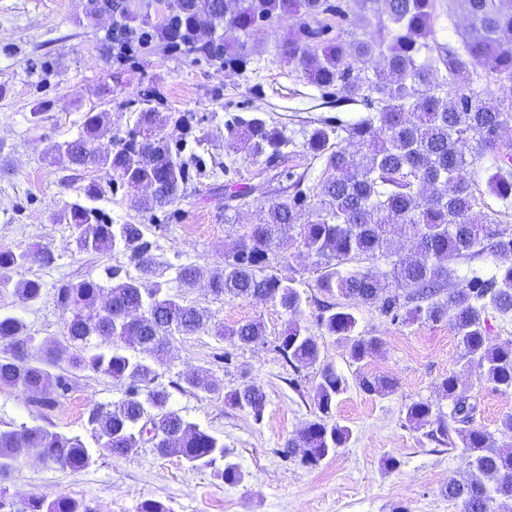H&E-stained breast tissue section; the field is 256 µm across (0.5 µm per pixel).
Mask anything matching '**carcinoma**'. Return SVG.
Returning a JSON list of instances; mask_svg holds the SVG:
<instances>
[{
    "instance_id": "cac0c4a2",
    "label": "carcinoma",
    "mask_w": 512,
    "mask_h": 512,
    "mask_svg": "<svg viewBox=\"0 0 512 512\" xmlns=\"http://www.w3.org/2000/svg\"><path fill=\"white\" fill-rule=\"evenodd\" d=\"M92 15L103 13L127 21L130 0H91ZM440 0H384L381 18L363 40L344 38L348 9L343 0H177L176 13L151 33L172 46L188 44L224 58L227 70H243L254 32L273 22L297 20L280 44V54L322 91V98L341 106L359 105L363 115L346 121L320 115L305 121L310 130L296 143L270 122L265 113L240 117L226 125L237 151L261 159L269 179L245 184L229 195L224 211L237 200L258 192L267 196L264 218L252 224L224 251V269L208 271L184 266L179 281L191 286L206 278L213 296L272 302L287 314L300 312L303 292L292 279L273 272L272 260L281 238L298 244V255L320 272L318 288L331 298L317 318L318 328L344 343L351 363L362 365L380 353L382 339L356 333V306L376 307L391 321L403 324L446 321L454 332L462 366L483 369L486 382L512 390V341L489 340L487 309L512 315V264L486 277L474 275L463 288L454 285L452 264L486 251L512 255V234L481 216L487 207L472 176L485 167L487 185L502 202L512 205V100L504 102L479 82L512 85V0H448L459 5L468 25L455 29V39H437L435 22ZM184 113L141 112L134 132L112 135L106 113L88 112L77 137L49 146L47 153L66 160L75 171L98 169L107 179H92L69 202L60 221L71 226L77 249L125 254L137 274L121 266L105 269L109 286L87 279L61 284L56 302L68 314L66 347L46 337L41 356L30 355L33 336L14 315L0 314V386L19 388L32 402L54 409L58 397L84 372L128 384L125 397L88 410L87 426L97 447L117 457L151 444L161 457H177L193 469H210L227 485L243 479L238 466L225 460L224 443L170 406L171 390L219 394L221 387L203 371L157 383L165 347L175 336L212 331L231 343L246 346L265 336L259 319L233 326L212 322L207 311L165 291L157 280V241L143 224H116L95 203L120 185L151 187L138 201L152 212L180 199L190 178L189 162L172 151L164 127L192 129ZM109 137L112 150L96 142ZM354 143L351 151L344 142ZM323 171L312 181L315 162ZM409 242L396 246L394 230ZM383 258L390 269L380 276L369 267L344 271L352 261ZM53 251L33 253L0 248V293L13 291L20 300L36 303L43 283L13 280V273L31 262L54 264ZM277 350L293 372L319 362L317 336L289 321ZM66 366H61V361ZM365 393L384 397L396 382L386 376L356 373ZM349 387L343 373L330 365L318 370L311 391L312 419L286 441V453L317 466L346 446L351 430L336 421V398ZM450 402L445 415L428 401L406 405L405 420L417 429L432 423L428 435L460 447L471 468L470 478H453L442 494L461 503V512H495L499 499H512V450L499 449L494 435L471 426L476 405L456 374L441 382ZM232 407L258 418L266 406L263 389L244 383L224 393ZM457 440H452L450 432ZM35 451L72 470L87 467L91 448L78 435L44 426L20 425L0 430V475L13 461ZM9 512H85L82 501L60 495L47 500L31 495L19 503L0 498Z\"/></svg>"
}]
</instances>
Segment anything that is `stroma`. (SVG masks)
I'll return each instance as SVG.
<instances>
[{
	"instance_id": "1",
	"label": "stroma",
	"mask_w": 512,
	"mask_h": 512,
	"mask_svg": "<svg viewBox=\"0 0 512 512\" xmlns=\"http://www.w3.org/2000/svg\"><path fill=\"white\" fill-rule=\"evenodd\" d=\"M287 24H272L251 38L252 60L246 70L228 71L221 60L186 47L170 49L155 40L124 51L113 43L111 23L90 14V0H0V247L50 248L53 266L33 263L15 279L37 278L43 295L34 304L0 294V314L21 318L35 340L61 337L66 318L58 306L59 281L100 280L105 268L127 266L119 251H78L70 225L58 216L96 171L72 172L68 164L47 161L44 151L78 135L86 112H104L113 133L133 130L143 107L158 112H186L191 132L167 127L173 146L194 159L186 192L172 206L148 215L138 209L140 190L123 187L101 201L120 224H159L157 260L170 294L206 308L215 322L232 326L259 319L266 334L238 347L201 331L171 340L163 380L194 370L208 371L224 388L244 383L263 388L267 403L261 418L225 404L223 396L174 393L171 405L224 444L228 460L244 479L229 486L211 470L188 467L178 458H161L150 449L128 457L94 452L91 464L71 471L33 455L20 457L0 481L6 500L30 495L80 499L87 512H136L144 498L172 512H460L459 503L441 493L448 479L467 480L469 468L460 449L437 444L424 430L408 426L405 406L424 399L447 407L441 382L460 375L476 405L475 427L492 432L498 444L512 442L501 419L512 414V392L485 382L478 366L461 368L457 341L447 322L390 321L376 308L357 310L358 330L382 338L381 352L364 372L395 379L396 390L379 398L357 385L336 400L335 417L349 427L346 447L318 466L302 465L281 453L286 440L312 417L308 393L314 369L293 373L276 350L288 317L270 302L227 297L216 299L207 282L184 287L178 272L185 265L224 266V248L249 225L259 223L265 201L250 197L236 212L225 213L230 182L251 181L257 162L244 159L227 137L231 116L263 111L302 139V119L312 115L358 117L355 106L323 104L320 93L280 56ZM233 162L225 171V162ZM275 273L295 279L304 291L298 322L316 329L325 294L318 274L285 241L273 262ZM125 384L87 373L78 377L50 415L32 405L27 394L0 387V430L20 424L51 422L56 431L94 439L85 428L88 410L124 398Z\"/></svg>"
}]
</instances>
